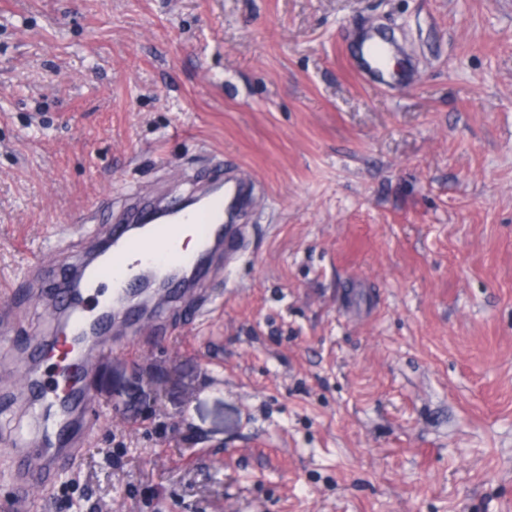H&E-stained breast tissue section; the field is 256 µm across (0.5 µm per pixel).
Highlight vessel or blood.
<instances>
[{
    "instance_id": "b4317fda",
    "label": "vessel or blood",
    "mask_w": 512,
    "mask_h": 512,
    "mask_svg": "<svg viewBox=\"0 0 512 512\" xmlns=\"http://www.w3.org/2000/svg\"><path fill=\"white\" fill-rule=\"evenodd\" d=\"M395 48L372 30L363 31L352 50L353 66L378 82L410 78V70L393 72L389 58ZM227 180L212 184L200 199L180 205L132 202L124 223L113 225L107 240L79 265L69 269L50 294L66 315L62 331L34 351L48 375L29 380L28 388L43 404L41 432L45 449H11L9 460L19 492L32 485L49 486L59 471L73 469L79 443L94 429V401L79 379L95 363L109 327L133 326L142 310L129 302L132 286L142 297L165 299L171 289L190 293L202 283L215 255L232 268L245 240L243 225L229 215L248 210L255 198L253 178L233 162ZM192 232L193 248L180 244ZM81 343L80 360H72V343Z\"/></svg>"
}]
</instances>
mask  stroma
I'll return each mask as SVG.
<instances>
[{"mask_svg":"<svg viewBox=\"0 0 512 512\" xmlns=\"http://www.w3.org/2000/svg\"><path fill=\"white\" fill-rule=\"evenodd\" d=\"M362 26L411 87L349 69ZM228 160L240 260L95 362L37 512H512V0H0V499L48 277Z\"/></svg>","mask_w":512,"mask_h":512,"instance_id":"stroma-1","label":"stroma"}]
</instances>
